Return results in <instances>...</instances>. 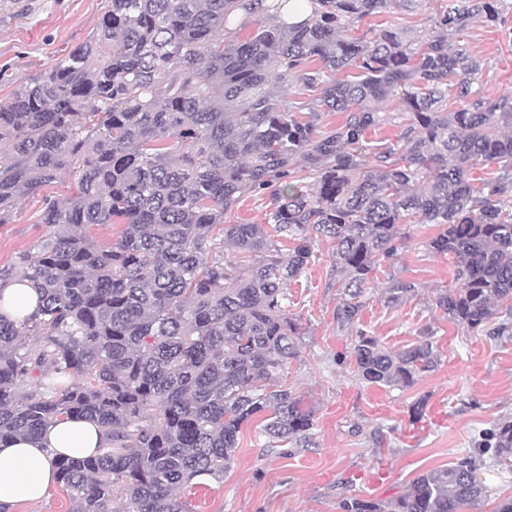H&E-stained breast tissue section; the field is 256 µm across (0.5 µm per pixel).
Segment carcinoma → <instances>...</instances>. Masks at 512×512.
Returning <instances> with one entry per match:
<instances>
[{
  "label": "carcinoma",
  "mask_w": 512,
  "mask_h": 512,
  "mask_svg": "<svg viewBox=\"0 0 512 512\" xmlns=\"http://www.w3.org/2000/svg\"><path fill=\"white\" fill-rule=\"evenodd\" d=\"M309 2L290 25L263 0H111L89 40L0 105V224L40 195L46 228L37 251L0 267V285L40 294L36 316L0 314V444L94 420L105 447L55 460L69 512H191L179 490L224 478L257 418L266 447H309L315 412L284 380L301 330L288 284L319 237L333 243L336 324L367 384L408 389L438 365L427 326L397 352L359 329L409 224L437 225L426 250L454 258L456 287L435 307L472 331L512 313V98L474 89L483 62L448 40L481 22L512 41V5L448 0L416 32L368 37L357 23L413 0ZM237 14L253 23L243 36L226 27ZM293 79L316 97L279 98ZM390 100L406 123L373 145ZM326 112L343 121L323 133ZM70 168L73 196L41 195ZM246 195L268 196L264 223H227ZM99 224L123 229L101 246L87 235ZM416 292L391 275L383 298ZM482 448L512 463V420ZM478 469L467 454L397 497L339 509L465 512L488 498Z\"/></svg>",
  "instance_id": "1"
}]
</instances>
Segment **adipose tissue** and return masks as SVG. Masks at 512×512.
Here are the masks:
<instances>
[{
  "label": "adipose tissue",
  "instance_id": "adipose-tissue-1",
  "mask_svg": "<svg viewBox=\"0 0 512 512\" xmlns=\"http://www.w3.org/2000/svg\"><path fill=\"white\" fill-rule=\"evenodd\" d=\"M101 441L102 430L95 422L71 418L0 445V503L40 500L55 480L56 457L90 456Z\"/></svg>",
  "mask_w": 512,
  "mask_h": 512
}]
</instances>
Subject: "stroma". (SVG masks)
<instances>
[{
  "label": "stroma",
  "instance_id": "35a3bbf8",
  "mask_svg": "<svg viewBox=\"0 0 512 512\" xmlns=\"http://www.w3.org/2000/svg\"><path fill=\"white\" fill-rule=\"evenodd\" d=\"M446 3L416 0L412 7L365 18L359 31L391 24L418 30ZM108 9L109 0H0V100L53 69L96 31ZM457 39L485 63L482 93L512 96V43L479 22ZM40 209V198L22 200L13 222L0 226V266L44 235ZM436 231L432 224L405 227L391 272L415 282L418 294L386 307L380 288L386 276L378 275L360 327L384 347L401 350L417 341L423 326H432L441 352L437 368L399 390L364 383L354 362H337L347 335L336 327L332 246L317 241L306 273L288 287V311L306 334L288 365L287 383L315 410L313 444L285 456L271 453L258 425H250L223 480L183 490L196 512H338L339 501L352 495L386 501L459 453L479 452L483 432L512 417V334L471 332L433 306L437 289L455 285L452 257L424 247ZM418 402L423 414L416 420L412 408Z\"/></svg>",
  "mask_w": 512,
  "mask_h": 512
}]
</instances>
